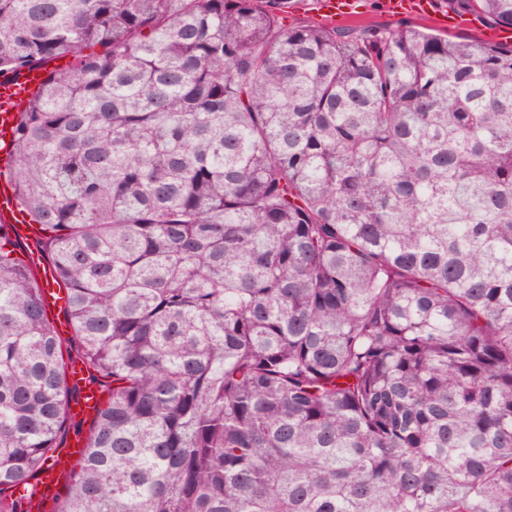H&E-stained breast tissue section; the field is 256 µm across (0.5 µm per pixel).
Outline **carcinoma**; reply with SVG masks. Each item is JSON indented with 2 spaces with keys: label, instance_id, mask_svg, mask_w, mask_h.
<instances>
[{
  "label": "carcinoma",
  "instance_id": "1",
  "mask_svg": "<svg viewBox=\"0 0 512 512\" xmlns=\"http://www.w3.org/2000/svg\"><path fill=\"white\" fill-rule=\"evenodd\" d=\"M291 3L0 0V77L71 58L0 169L70 325L0 235V512L75 358L55 512H512V46ZM41 286L44 289V302L47 311H61L65 307V291L59 288L54 281L51 269L43 268L41 275ZM86 369L80 361H73L68 366V376L71 384L76 383L79 391L76 398L70 401L67 411L72 419L87 420L95 416L96 411L104 400L103 391L97 385L85 382ZM76 408V411H73Z\"/></svg>",
  "mask_w": 512,
  "mask_h": 512
}]
</instances>
